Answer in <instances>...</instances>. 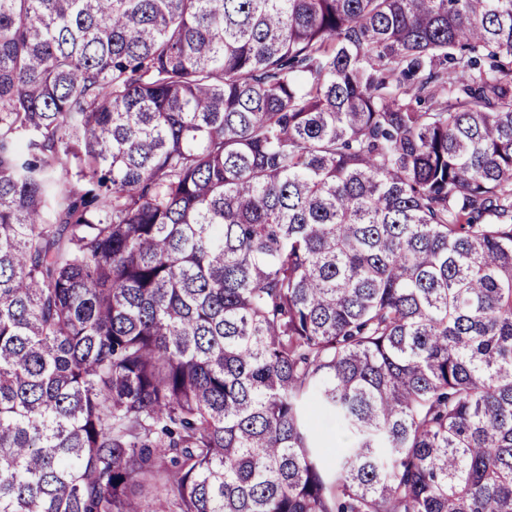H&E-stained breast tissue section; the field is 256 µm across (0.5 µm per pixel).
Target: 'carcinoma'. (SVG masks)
<instances>
[{
    "mask_svg": "<svg viewBox=\"0 0 512 512\" xmlns=\"http://www.w3.org/2000/svg\"><path fill=\"white\" fill-rule=\"evenodd\" d=\"M0 512H512V0H0Z\"/></svg>",
    "mask_w": 512,
    "mask_h": 512,
    "instance_id": "1",
    "label": "carcinoma"
}]
</instances>
